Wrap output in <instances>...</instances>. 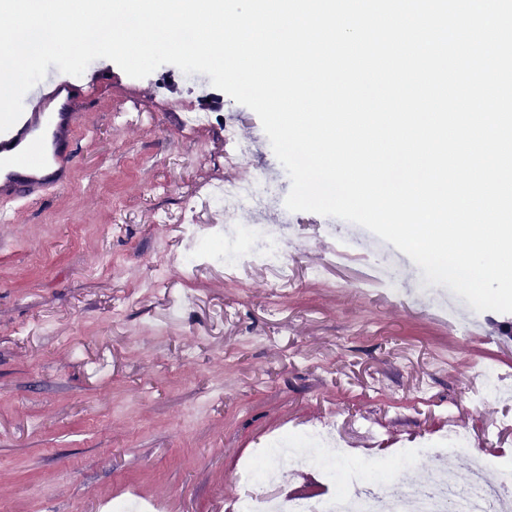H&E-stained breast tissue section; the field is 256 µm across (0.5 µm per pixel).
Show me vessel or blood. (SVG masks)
Instances as JSON below:
<instances>
[{
    "instance_id": "1",
    "label": "vessel or blood",
    "mask_w": 512,
    "mask_h": 512,
    "mask_svg": "<svg viewBox=\"0 0 512 512\" xmlns=\"http://www.w3.org/2000/svg\"><path fill=\"white\" fill-rule=\"evenodd\" d=\"M80 107L77 87L66 77L52 75L31 88L21 117L0 132V199L32 202L50 186L68 184Z\"/></svg>"
}]
</instances>
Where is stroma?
<instances>
[{
	"label": "stroma",
	"instance_id": "obj_1",
	"mask_svg": "<svg viewBox=\"0 0 512 512\" xmlns=\"http://www.w3.org/2000/svg\"><path fill=\"white\" fill-rule=\"evenodd\" d=\"M87 103L68 185L43 199L0 200V512H112L144 499L156 512H237L244 469L269 438L334 421L352 460L393 477L472 478L470 456L396 449L455 424L487 472L512 460V398L480 396L477 369L512 383V313L486 312L463 339L403 291L372 286L367 262L331 263L321 215L287 278L176 260L182 225L218 226L210 183L267 163L259 117L165 64L142 79L108 59L76 77ZM215 101L257 134L244 165L224 162L218 127L186 130L183 107ZM324 267L323 278L310 277ZM274 494L327 489L304 448Z\"/></svg>",
	"mask_w": 512,
	"mask_h": 512
}]
</instances>
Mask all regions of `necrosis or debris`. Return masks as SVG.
Here are the masks:
<instances>
[{
  "instance_id": "obj_1",
  "label": "necrosis or debris",
  "mask_w": 512,
  "mask_h": 512,
  "mask_svg": "<svg viewBox=\"0 0 512 512\" xmlns=\"http://www.w3.org/2000/svg\"><path fill=\"white\" fill-rule=\"evenodd\" d=\"M183 120L192 127L220 126L229 162L243 163L254 152V141L240 136L233 113L193 108L186 111ZM208 199L223 210L224 229L216 232L197 224L184 225L183 248L178 255L183 264L194 265L202 255L213 251L223 255L225 271L263 268L287 276L288 259L302 251L307 236L302 225L296 224L294 212L286 209L280 179L273 170H259L246 182H217ZM271 209L280 212L281 223H264L263 215ZM241 212L251 215V223H237L236 216ZM322 230L337 240L332 258L361 256L371 262L382 287L397 289L400 270L389 259L392 244L375 242L356 224L343 237L337 236L334 222H326ZM249 472L257 477V489L241 502L242 512H504L512 503V482L507 480L492 488L476 476L460 490L449 486L437 473L427 482L395 487L384 476L371 477L356 469L342 470L338 489L321 499L281 501L267 492L281 476L280 468L267 465L259 457L250 464Z\"/></svg>"
}]
</instances>
